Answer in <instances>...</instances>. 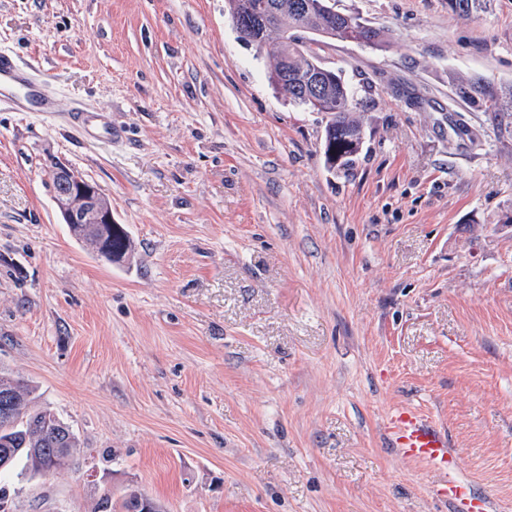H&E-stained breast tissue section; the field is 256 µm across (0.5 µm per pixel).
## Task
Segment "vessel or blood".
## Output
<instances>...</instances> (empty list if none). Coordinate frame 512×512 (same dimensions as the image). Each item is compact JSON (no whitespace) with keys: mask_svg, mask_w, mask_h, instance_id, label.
<instances>
[{"mask_svg":"<svg viewBox=\"0 0 512 512\" xmlns=\"http://www.w3.org/2000/svg\"><path fill=\"white\" fill-rule=\"evenodd\" d=\"M13 86L15 99L42 101L44 90L32 74L21 73L11 54L0 52V82ZM388 433L397 451L410 459L435 466L447 463L450 456L448 438L426 418L411 410H398L390 415ZM444 494L453 503L467 504L469 512H487L488 501L473 498L467 484L453 481L446 484Z\"/></svg>","mask_w":512,"mask_h":512,"instance_id":"vessel-or-blood-1","label":"vessel or blood"}]
</instances>
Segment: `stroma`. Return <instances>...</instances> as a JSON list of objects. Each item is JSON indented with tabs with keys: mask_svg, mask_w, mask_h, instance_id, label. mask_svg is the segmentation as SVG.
Segmentation results:
<instances>
[{
	"mask_svg": "<svg viewBox=\"0 0 512 512\" xmlns=\"http://www.w3.org/2000/svg\"><path fill=\"white\" fill-rule=\"evenodd\" d=\"M382 46L329 40L358 100L355 164L327 117L271 85L227 0H0V51L54 109L0 95V366L80 451L14 512H512V115L456 95L512 85V0H331ZM95 182L132 243L73 236L49 168ZM431 417L447 465L393 448ZM387 429L394 448L401 455L434 466L448 462L450 448L446 434L419 413L397 410L390 415ZM444 496L448 497V500L457 504H466L465 500H469V506L467 510L470 512H487L489 508V502L479 498L476 499L472 496L471 490L468 485L462 482L453 481L448 482L443 489Z\"/></svg>",
	"mask_w": 512,
	"mask_h": 512,
	"instance_id": "1",
	"label": "stroma"
}]
</instances>
